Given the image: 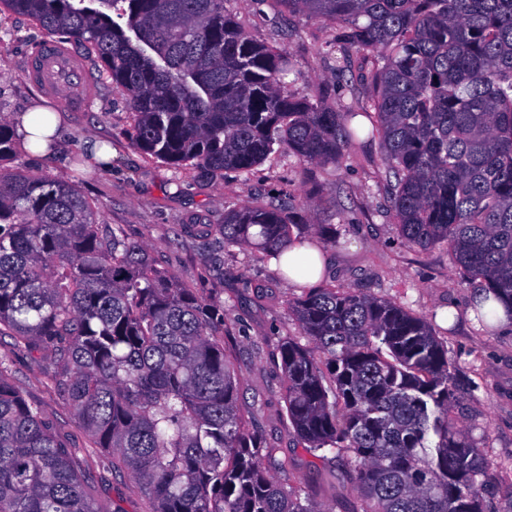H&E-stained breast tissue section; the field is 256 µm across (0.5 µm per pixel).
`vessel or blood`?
I'll list each match as a JSON object with an SVG mask.
<instances>
[{
	"instance_id": "obj_1",
	"label": "vessel or blood",
	"mask_w": 512,
	"mask_h": 512,
	"mask_svg": "<svg viewBox=\"0 0 512 512\" xmlns=\"http://www.w3.org/2000/svg\"><path fill=\"white\" fill-rule=\"evenodd\" d=\"M28 74L39 77L44 93L62 100L70 111L82 110L91 79L65 42L56 39L40 42Z\"/></svg>"
}]
</instances>
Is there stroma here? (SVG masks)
I'll use <instances>...</instances> for the list:
<instances>
[{
	"instance_id": "stroma-1",
	"label": "stroma",
	"mask_w": 512,
	"mask_h": 512,
	"mask_svg": "<svg viewBox=\"0 0 512 512\" xmlns=\"http://www.w3.org/2000/svg\"><path fill=\"white\" fill-rule=\"evenodd\" d=\"M224 7L256 40L292 59L291 93L319 94L352 107L364 102L363 82L336 73L331 51L335 25L288 13L279 0H226ZM43 37L27 17L0 12V120L15 121L41 106L56 112L65 126L54 157H40L24 146L17 167L74 185L96 203L100 223L122 225L160 267L188 287L223 301L241 403L253 412V427L275 450V479L327 512H358L361 505L348 477L349 458L326 449L309 452L288 424L278 348L283 337L299 333L289 302L301 290L272 261L255 259L236 247L225 251L223 268H216L198 241L179 234L183 224L223 223L228 206L272 199L287 204L293 223L335 224L350 238L349 248L324 250L321 283L370 289L434 324L465 384L452 415L489 465L484 510L512 512V323L481 326L472 311L473 290L458 274L447 248L421 252L401 238L386 183L378 174L379 140L364 138L348 145L336 167L300 162L283 148L249 175L203 179L192 169L173 168L136 150L126 99L104 80L89 89L83 112L69 111L31 84L25 77L27 64L33 43ZM93 140L111 147L110 169H94L88 151ZM3 354L11 381L41 404L46 419L75 448L102 512H149L140 486L113 473L54 387L49 352L12 347L5 337L0 339Z\"/></svg>"
}]
</instances>
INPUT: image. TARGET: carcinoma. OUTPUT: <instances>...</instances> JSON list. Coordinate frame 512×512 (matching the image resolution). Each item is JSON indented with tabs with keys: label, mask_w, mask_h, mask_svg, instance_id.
Here are the masks:
<instances>
[{
	"label": "carcinoma",
	"mask_w": 512,
	"mask_h": 512,
	"mask_svg": "<svg viewBox=\"0 0 512 512\" xmlns=\"http://www.w3.org/2000/svg\"><path fill=\"white\" fill-rule=\"evenodd\" d=\"M339 27L338 71L370 65L362 107L401 236L444 245L479 295L512 316V0H281ZM45 34L82 45L127 97L132 145L200 177L249 174L275 147L335 165L357 137L352 110L286 89L289 58L255 40L224 0H0ZM18 134L0 121V336L53 345L52 382L133 478L150 512H324L280 484L278 462L238 404L224 302L159 268L67 182L4 168ZM209 260L308 253L274 202L190 225ZM320 243L350 245L328 224ZM301 343L279 346L298 442L350 454L359 512H484L481 450L449 417L459 387L432 325L367 290L300 285ZM0 512H100L42 409L0 356Z\"/></svg>",
	"instance_id": "carcinoma-1"
}]
</instances>
